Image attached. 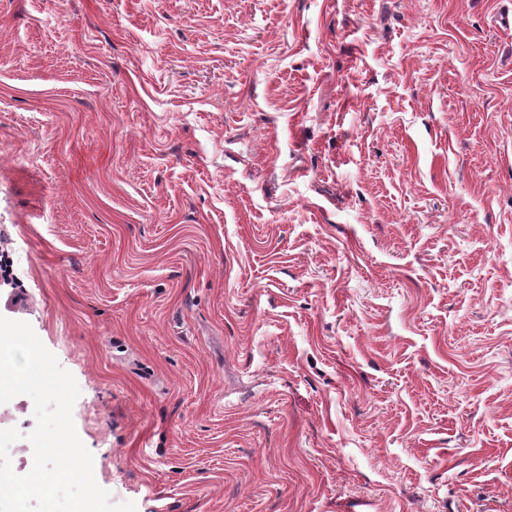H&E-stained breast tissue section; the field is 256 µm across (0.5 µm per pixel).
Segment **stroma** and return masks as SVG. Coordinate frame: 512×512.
I'll list each match as a JSON object with an SVG mask.
<instances>
[{
    "instance_id": "1",
    "label": "stroma",
    "mask_w": 512,
    "mask_h": 512,
    "mask_svg": "<svg viewBox=\"0 0 512 512\" xmlns=\"http://www.w3.org/2000/svg\"><path fill=\"white\" fill-rule=\"evenodd\" d=\"M512 0H0V315L137 512H512Z\"/></svg>"
}]
</instances>
